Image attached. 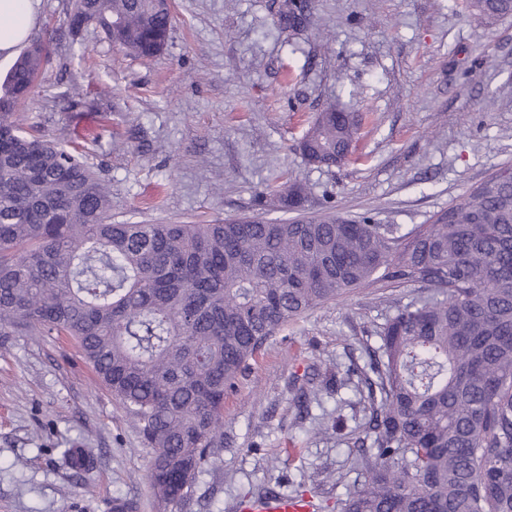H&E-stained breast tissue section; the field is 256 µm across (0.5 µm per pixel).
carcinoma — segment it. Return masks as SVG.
Returning a JSON list of instances; mask_svg holds the SVG:
<instances>
[{
  "label": "carcinoma",
  "instance_id": "obj_1",
  "mask_svg": "<svg viewBox=\"0 0 512 512\" xmlns=\"http://www.w3.org/2000/svg\"><path fill=\"white\" fill-rule=\"evenodd\" d=\"M492 21L512 0H469ZM311 2L282 0L291 28ZM169 0H72V41L90 25L125 54L167 46ZM47 45L35 40L0 83V329L72 339L152 449L161 504H188L224 439V396L291 320L370 283H419L396 307L357 380L365 479L340 512H512V165L433 223L406 231L341 216L271 223H112V192L67 141L31 133L18 107ZM359 120L332 104L299 143L311 164L351 153ZM293 185L278 194L292 210ZM81 474L93 460L65 455Z\"/></svg>",
  "mask_w": 512,
  "mask_h": 512
}]
</instances>
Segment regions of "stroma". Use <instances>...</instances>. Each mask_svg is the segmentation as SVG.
<instances>
[{"instance_id": "1", "label": "stroma", "mask_w": 512, "mask_h": 512, "mask_svg": "<svg viewBox=\"0 0 512 512\" xmlns=\"http://www.w3.org/2000/svg\"><path fill=\"white\" fill-rule=\"evenodd\" d=\"M272 0H171L163 53L126 56L87 29L57 35L68 0H40L32 38L50 53L25 124L84 146L112 185L116 224L269 222L339 215L411 228L512 164V15L488 24L467 0H312L283 30ZM361 120L349 160L307 163L297 148L316 114ZM302 206H264L292 183ZM420 284L378 282L290 322L224 401V446L190 506L161 507L151 450L70 342L0 332V512H233L261 490L334 512L362 474L345 442L363 414L336 372L366 364L379 327ZM82 448L89 471L64 454Z\"/></svg>"}]
</instances>
